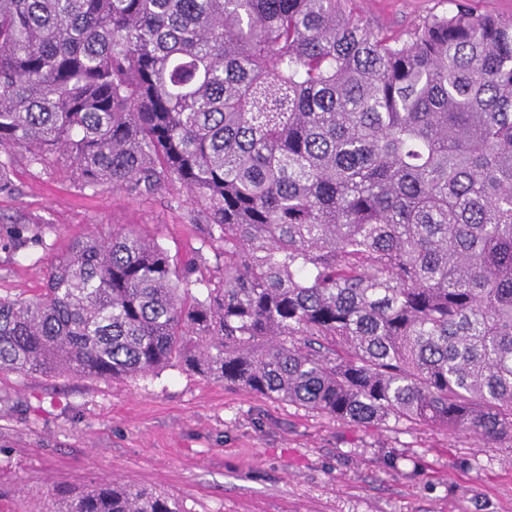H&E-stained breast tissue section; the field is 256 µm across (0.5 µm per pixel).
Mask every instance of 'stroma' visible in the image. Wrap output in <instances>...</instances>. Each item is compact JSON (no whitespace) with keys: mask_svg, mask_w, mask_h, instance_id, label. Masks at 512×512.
Wrapping results in <instances>:
<instances>
[{"mask_svg":"<svg viewBox=\"0 0 512 512\" xmlns=\"http://www.w3.org/2000/svg\"><path fill=\"white\" fill-rule=\"evenodd\" d=\"M390 37L450 0H348ZM15 189L0 193V296L27 298L75 239L134 226L177 264L196 253L219 280L188 203L82 187L59 164L11 155ZM43 240L8 244L20 225ZM156 489L188 512H512V452L467 434L344 423L183 369L100 380L0 373V488L33 512L57 483L102 479Z\"/></svg>","mask_w":512,"mask_h":512,"instance_id":"1","label":"stroma"}]
</instances>
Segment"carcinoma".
<instances>
[{"instance_id": "cac0c4a2", "label": "carcinoma", "mask_w": 512, "mask_h": 512, "mask_svg": "<svg viewBox=\"0 0 512 512\" xmlns=\"http://www.w3.org/2000/svg\"><path fill=\"white\" fill-rule=\"evenodd\" d=\"M391 40L348 0H0V151L198 206L222 277L132 227L0 296V373L174 364L336 420L512 447V17ZM45 512H185L60 484Z\"/></svg>"}]
</instances>
